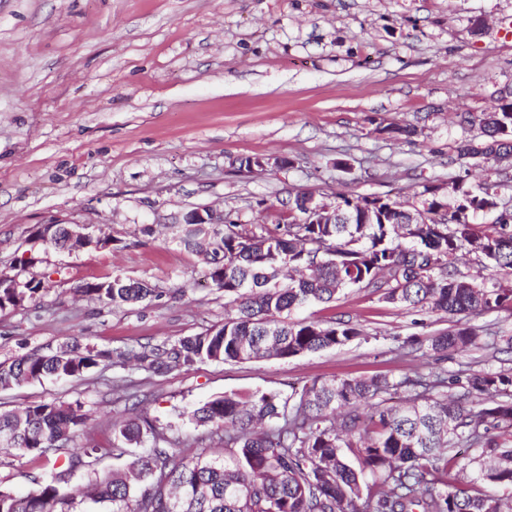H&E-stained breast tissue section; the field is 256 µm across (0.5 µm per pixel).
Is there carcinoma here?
I'll list each match as a JSON object with an SVG mask.
<instances>
[{"instance_id":"carcinoma-1","label":"carcinoma","mask_w":512,"mask_h":512,"mask_svg":"<svg viewBox=\"0 0 512 512\" xmlns=\"http://www.w3.org/2000/svg\"><path fill=\"white\" fill-rule=\"evenodd\" d=\"M481 135L457 147L461 159L512 156V91L498 112L460 116ZM499 184L474 189L463 176L448 187L454 203L427 186L422 208L411 213L390 198L341 196L336 223L316 224L322 204L300 191L288 200V222L257 234L230 222L217 249L214 286L233 298L237 312L224 324L176 341L148 343L138 352L95 350L75 341L51 354L33 353L0 364V388L49 376L82 378L107 361L132 358L154 373L198 362L288 359L347 344L361 331L342 318L326 323L289 321L286 314L311 302L329 303L350 288L376 294L388 304L428 310L450 318L512 308V210L499 208ZM497 211L481 226V212ZM70 225L57 224L55 249H69ZM207 230L195 224L185 246L199 250ZM482 243L478 281L461 273L452 257ZM40 281L0 288V311L34 298ZM80 292L112 304L138 303L154 289L118 276L87 283ZM435 362L471 348L499 347L475 328H453L415 337ZM405 394L401 404L386 395ZM224 444L219 458L186 461L181 441L156 430L141 414L112 422L113 441L151 447L129 454L123 467L96 469L98 449L69 450L87 422L82 405L40 402L0 411V447L32 454L52 465L49 477L33 478L24 495L0 490V512H71L69 477L85 470L86 495L112 503V512H512V500L473 495L478 482L512 487V370L446 375L416 371L398 378L314 380L297 396L224 394L191 412ZM478 448L477 468L462 475L454 449Z\"/></svg>"}]
</instances>
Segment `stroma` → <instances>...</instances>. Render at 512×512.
Masks as SVG:
<instances>
[{"label": "stroma", "mask_w": 512, "mask_h": 512, "mask_svg": "<svg viewBox=\"0 0 512 512\" xmlns=\"http://www.w3.org/2000/svg\"><path fill=\"white\" fill-rule=\"evenodd\" d=\"M512 87V0H0V271L46 286L0 311V363L72 341L134 349L221 326L233 305L182 243V216L207 206L252 229L284 222L290 195L388 196L419 205L463 171L456 146L478 135L464 112ZM411 125L408 140L383 127ZM258 156L266 170L239 160ZM78 224L104 244L58 251L37 228ZM119 276L159 295L116 307L78 293ZM291 319L350 320L349 344L280 360L203 361L155 374L99 367L0 390V411L80 401L75 452H112L130 395L187 458L220 449L189 419L224 394L288 397L312 380L427 370L405 354L447 315L379 302L356 289ZM41 460L0 451V489L32 490Z\"/></svg>", "instance_id": "1"}]
</instances>
